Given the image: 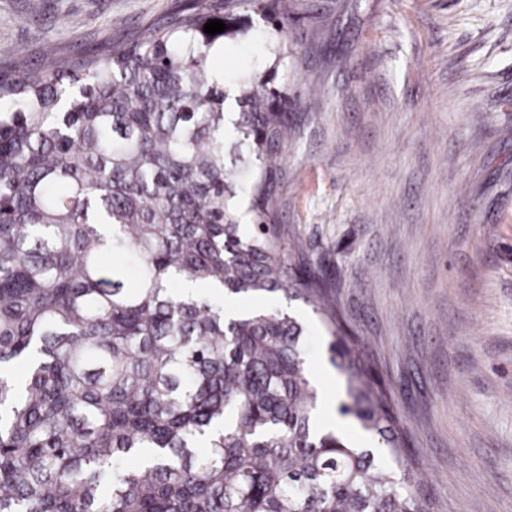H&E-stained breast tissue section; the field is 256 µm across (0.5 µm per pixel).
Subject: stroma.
<instances>
[{
  "label": "stroma",
  "mask_w": 512,
  "mask_h": 512,
  "mask_svg": "<svg viewBox=\"0 0 512 512\" xmlns=\"http://www.w3.org/2000/svg\"><path fill=\"white\" fill-rule=\"evenodd\" d=\"M173 2L0 0V49L84 51ZM281 8L227 13L208 64L228 98L247 71L294 108L275 199L290 257L326 276L436 512H512V0H291L277 34ZM275 303L327 370L311 302Z\"/></svg>",
  "instance_id": "35a3bbf8"
}]
</instances>
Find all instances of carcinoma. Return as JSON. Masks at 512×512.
Returning a JSON list of instances; mask_svg holds the SVG:
<instances>
[{
	"label": "carcinoma",
	"instance_id": "cac0c4a2",
	"mask_svg": "<svg viewBox=\"0 0 512 512\" xmlns=\"http://www.w3.org/2000/svg\"><path fill=\"white\" fill-rule=\"evenodd\" d=\"M255 0H185L87 55L0 59V512H432L386 395L331 332L337 411L388 447L318 431L303 325L225 299L315 298L273 198L288 101L223 82L204 25ZM251 188L260 222L238 224ZM194 299L182 295L187 284Z\"/></svg>",
	"mask_w": 512,
	"mask_h": 512
}]
</instances>
